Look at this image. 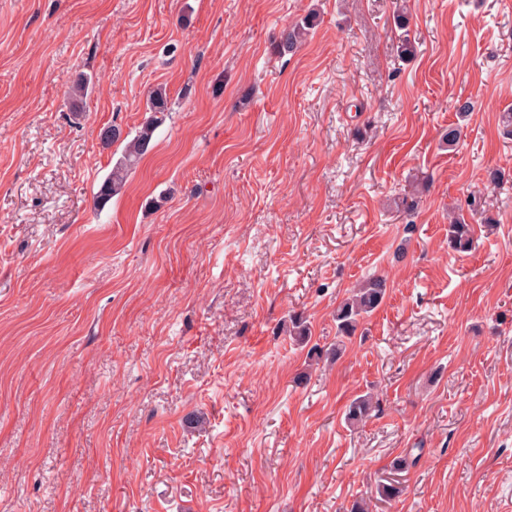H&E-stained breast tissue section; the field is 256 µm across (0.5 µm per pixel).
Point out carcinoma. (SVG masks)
I'll return each instance as SVG.
<instances>
[{
    "mask_svg": "<svg viewBox=\"0 0 512 512\" xmlns=\"http://www.w3.org/2000/svg\"><path fill=\"white\" fill-rule=\"evenodd\" d=\"M311 26H313V20L308 18L302 25L283 30L280 36L281 49L288 53L295 52L306 40ZM167 110L168 99L165 90L162 88L153 90L148 99V111L156 115ZM155 126V119L147 120L138 134L127 142L121 161L112 168L109 176L99 187L95 197L96 206L104 207L123 187L128 171L148 151ZM420 202V192L414 188L394 198L393 205L397 211L413 215L419 208ZM472 231V225L466 223L462 216L451 218L448 224V247L459 253L469 251L473 243ZM387 291V279L380 275L373 274L358 283L351 290L350 295L336 307L334 320L337 340L334 347L324 350L314 345L309 349L307 358L316 363L322 359L332 361L339 358L344 351L345 340L355 335L362 319L383 304ZM288 333L301 343L308 341L309 327L302 315L294 314L288 318ZM376 407H378V400L374 395L367 393L358 396L348 407L347 423L355 426L366 422L372 417Z\"/></svg>",
    "mask_w": 512,
    "mask_h": 512,
    "instance_id": "cac0c4a2",
    "label": "carcinoma"
}]
</instances>
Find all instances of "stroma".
<instances>
[{
	"mask_svg": "<svg viewBox=\"0 0 512 512\" xmlns=\"http://www.w3.org/2000/svg\"><path fill=\"white\" fill-rule=\"evenodd\" d=\"M400 1L0 0V512H349L391 480L374 512H512V0H404V31ZM161 86L95 210L101 132ZM371 274L383 304L299 382L289 315L329 347ZM313 20L307 18L302 25H294L289 29L282 31L280 36V47L283 52L293 53L300 45L306 40L309 34V29L313 26ZM156 119H148L138 134L127 142L124 155L109 176L100 185L95 197V205L103 208L124 185L128 171L138 163L149 149L156 126ZM472 225L462 216L452 217L448 224V246L455 252H467L473 243ZM378 407V400L371 393L360 395L353 399L346 413V420L350 426H355L366 422L373 416V412Z\"/></svg>",
	"mask_w": 512,
	"mask_h": 512,
	"instance_id": "obj_1",
	"label": "stroma"
}]
</instances>
